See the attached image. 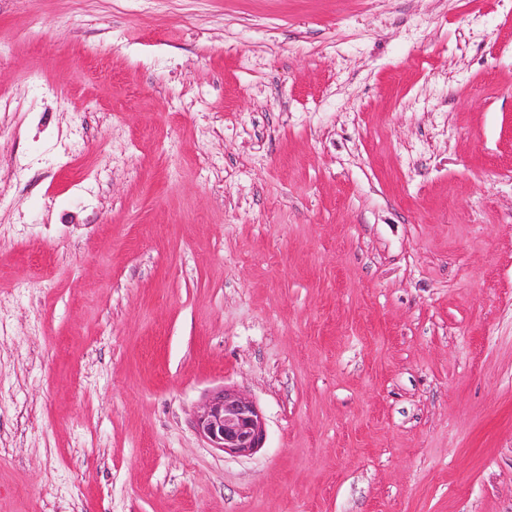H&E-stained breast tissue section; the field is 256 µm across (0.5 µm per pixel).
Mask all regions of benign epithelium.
Returning a JSON list of instances; mask_svg holds the SVG:
<instances>
[{
  "instance_id": "benign-epithelium-1",
  "label": "benign epithelium",
  "mask_w": 512,
  "mask_h": 512,
  "mask_svg": "<svg viewBox=\"0 0 512 512\" xmlns=\"http://www.w3.org/2000/svg\"><path fill=\"white\" fill-rule=\"evenodd\" d=\"M195 428L210 447L237 457L252 455L265 439L264 419L255 402L226 386L208 397Z\"/></svg>"
}]
</instances>
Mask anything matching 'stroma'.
Instances as JSON below:
<instances>
[{"label": "stroma", "instance_id": "1", "mask_svg": "<svg viewBox=\"0 0 512 512\" xmlns=\"http://www.w3.org/2000/svg\"><path fill=\"white\" fill-rule=\"evenodd\" d=\"M0 512H512V0H0ZM195 428L211 448L237 457L252 455L265 439L264 419L255 402L226 386L208 397Z\"/></svg>", "mask_w": 512, "mask_h": 512}]
</instances>
